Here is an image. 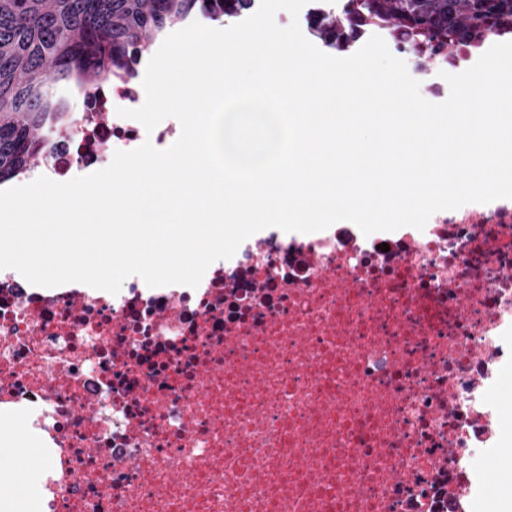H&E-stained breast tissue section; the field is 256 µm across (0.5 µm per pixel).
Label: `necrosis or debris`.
<instances>
[{
    "label": "necrosis or debris",
    "mask_w": 512,
    "mask_h": 512,
    "mask_svg": "<svg viewBox=\"0 0 512 512\" xmlns=\"http://www.w3.org/2000/svg\"><path fill=\"white\" fill-rule=\"evenodd\" d=\"M138 100L113 79L25 178L173 143L119 116ZM511 359L504 205L272 233L194 288L0 270V411L44 441L48 512H466Z\"/></svg>",
    "instance_id": "obj_1"
}]
</instances>
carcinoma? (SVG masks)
<instances>
[{"label":"carcinoma","instance_id":"1","mask_svg":"<svg viewBox=\"0 0 512 512\" xmlns=\"http://www.w3.org/2000/svg\"><path fill=\"white\" fill-rule=\"evenodd\" d=\"M253 0H0V183L42 158L70 111L59 90L87 94L134 76L148 42L184 23L196 5L238 16ZM384 27L399 51L427 61L470 52L512 33V0H346L313 18L315 35L340 52L365 27Z\"/></svg>","mask_w":512,"mask_h":512}]
</instances>
